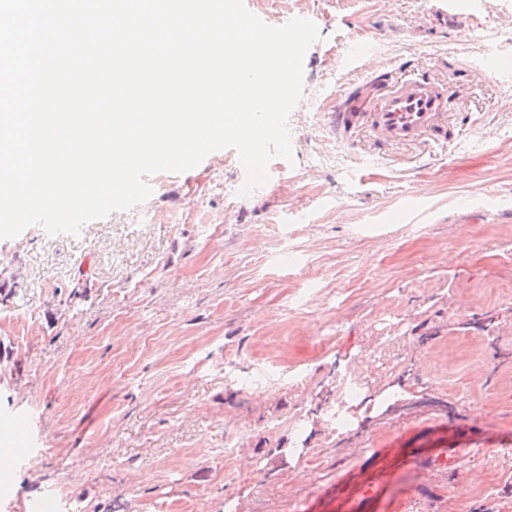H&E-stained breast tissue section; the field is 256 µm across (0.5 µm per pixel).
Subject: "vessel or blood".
Wrapping results in <instances>:
<instances>
[{
    "label": "vessel or blood",
    "mask_w": 512,
    "mask_h": 512,
    "mask_svg": "<svg viewBox=\"0 0 512 512\" xmlns=\"http://www.w3.org/2000/svg\"><path fill=\"white\" fill-rule=\"evenodd\" d=\"M447 90L435 80L418 77L399 81L367 112L338 107L332 116L337 132L368 127L377 146L411 145L425 138L445 141L450 131Z\"/></svg>",
    "instance_id": "vessel-or-blood-1"
}]
</instances>
